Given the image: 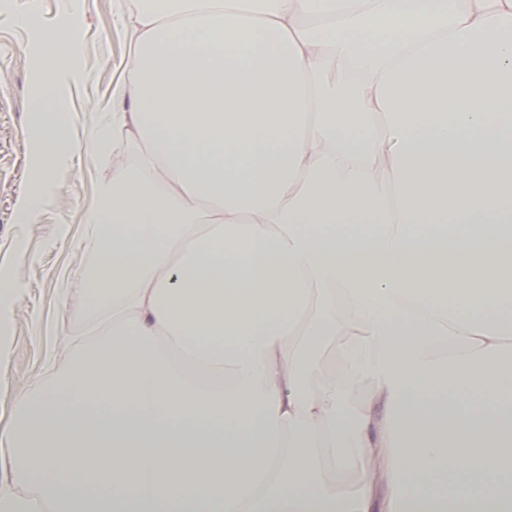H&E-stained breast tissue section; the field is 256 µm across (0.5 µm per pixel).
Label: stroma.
<instances>
[{"mask_svg":"<svg viewBox=\"0 0 512 512\" xmlns=\"http://www.w3.org/2000/svg\"><path fill=\"white\" fill-rule=\"evenodd\" d=\"M64 2L0 0V275L20 283L11 297V319L0 327L6 339V357L0 361L1 424L12 418L18 398L38 385L47 366L58 371L68 366L70 337L91 334L78 292L80 277L93 262L86 215L116 161L104 116L130 51L131 36L118 15L136 3L82 0V50L73 64L91 79L66 81L59 89L69 122L46 131L45 139L62 142L68 150L46 175L33 164L39 120L32 109L34 29L23 19L34 15L39 28L52 30ZM39 188L48 196L42 214L33 223L18 222L19 196Z\"/></svg>","mask_w":512,"mask_h":512,"instance_id":"1","label":"stroma"}]
</instances>
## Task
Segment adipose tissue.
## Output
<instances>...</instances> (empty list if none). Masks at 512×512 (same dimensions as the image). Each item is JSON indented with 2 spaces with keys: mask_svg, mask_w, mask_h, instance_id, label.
<instances>
[{
  "mask_svg": "<svg viewBox=\"0 0 512 512\" xmlns=\"http://www.w3.org/2000/svg\"><path fill=\"white\" fill-rule=\"evenodd\" d=\"M123 20L100 339L0 429V512H512V0Z\"/></svg>",
  "mask_w": 512,
  "mask_h": 512,
  "instance_id": "ef3b65f1",
  "label": "adipose tissue"
}]
</instances>
